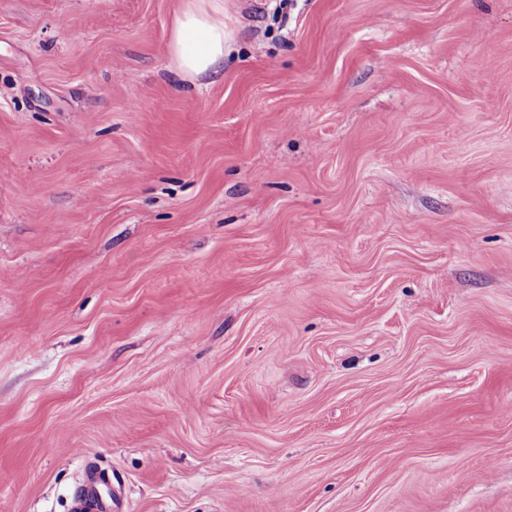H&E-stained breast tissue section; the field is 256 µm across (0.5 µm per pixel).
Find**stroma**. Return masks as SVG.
I'll return each instance as SVG.
<instances>
[{
  "label": "stroma",
  "instance_id": "obj_1",
  "mask_svg": "<svg viewBox=\"0 0 512 512\" xmlns=\"http://www.w3.org/2000/svg\"><path fill=\"white\" fill-rule=\"evenodd\" d=\"M0 0V512H512V0ZM225 42L224 0H187L169 43L177 76L194 82L224 69ZM96 480H101V476L96 471L90 470L87 481L72 494L70 512H104L106 510L95 491Z\"/></svg>",
  "mask_w": 512,
  "mask_h": 512
}]
</instances>
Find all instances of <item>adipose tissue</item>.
I'll list each match as a JSON object with an SVG mask.
<instances>
[{
  "label": "adipose tissue",
  "instance_id": "adipose-tissue-1",
  "mask_svg": "<svg viewBox=\"0 0 512 512\" xmlns=\"http://www.w3.org/2000/svg\"><path fill=\"white\" fill-rule=\"evenodd\" d=\"M224 0H185L177 13L169 53L177 76L196 81L224 66Z\"/></svg>",
  "mask_w": 512,
  "mask_h": 512
}]
</instances>
